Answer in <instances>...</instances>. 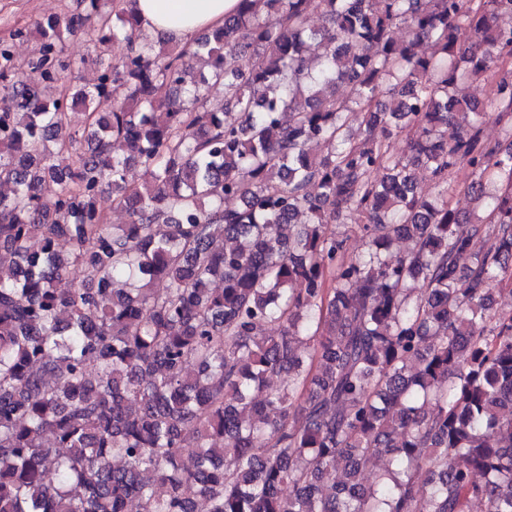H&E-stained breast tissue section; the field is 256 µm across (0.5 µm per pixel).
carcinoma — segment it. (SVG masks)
<instances>
[{
    "label": "carcinoma",
    "mask_w": 512,
    "mask_h": 512,
    "mask_svg": "<svg viewBox=\"0 0 512 512\" xmlns=\"http://www.w3.org/2000/svg\"><path fill=\"white\" fill-rule=\"evenodd\" d=\"M82 2L97 83L80 17L36 80L0 43V512H512V0H239L172 44ZM90 17L91 18L85 24V30L82 28L81 31L73 35H65L63 43L65 55L77 60H84L78 74H76L79 82L82 84L93 83L99 75L96 53L84 33L96 25L95 16ZM470 169L466 166L457 168L448 182V200L456 210L464 214L468 211L470 204L469 197L465 195V187L470 181Z\"/></svg>",
    "instance_id": "1"
}]
</instances>
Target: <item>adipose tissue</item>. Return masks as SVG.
I'll return each instance as SVG.
<instances>
[{
	"label": "adipose tissue",
	"mask_w": 512,
	"mask_h": 512,
	"mask_svg": "<svg viewBox=\"0 0 512 512\" xmlns=\"http://www.w3.org/2000/svg\"><path fill=\"white\" fill-rule=\"evenodd\" d=\"M237 4L238 0H133L131 7L153 38L183 42L222 27Z\"/></svg>",
	"instance_id": "obj_1"
}]
</instances>
